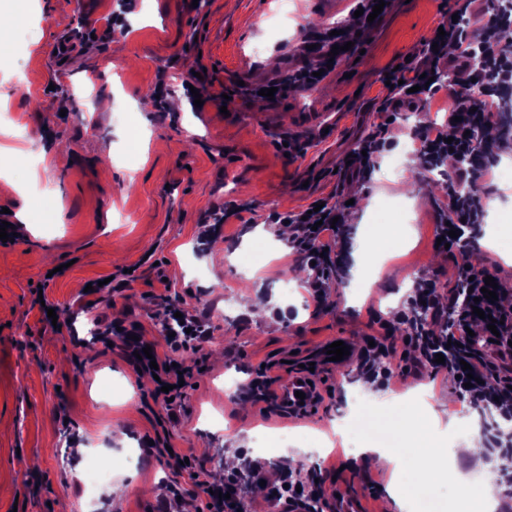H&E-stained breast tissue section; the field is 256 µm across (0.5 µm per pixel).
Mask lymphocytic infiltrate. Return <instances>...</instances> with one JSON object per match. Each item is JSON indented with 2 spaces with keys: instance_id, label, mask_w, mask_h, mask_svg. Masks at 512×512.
I'll return each mask as SVG.
<instances>
[{
  "instance_id": "f902f5d3",
  "label": "lymphocytic infiltrate",
  "mask_w": 512,
  "mask_h": 512,
  "mask_svg": "<svg viewBox=\"0 0 512 512\" xmlns=\"http://www.w3.org/2000/svg\"><path fill=\"white\" fill-rule=\"evenodd\" d=\"M504 18L481 25L477 33L467 35L461 22L444 21V39L437 47H424L417 63L400 65L391 70L393 97L388 111L376 131L362 140L361 156L353 169L355 176L368 179L379 168L391 140L389 130L396 122V113L403 105H412L433 98L441 89L436 76L440 62H447L449 70L458 74L464 87L462 93L448 108L443 124L417 127L412 133L416 152L426 168H435L448 161L465 159L454 180L445 184L438 203L436 236H447L456 230V238L449 241L451 251L468 255L480 226L483 213L476 198L458 194L456 184L465 181L481 186L491 177L503 143L493 138L495 118L502 99L512 95V51L498 41V29ZM456 54H449V47ZM346 205L340 201L326 202L321 210L308 216L275 213L269 216L272 224L289 223L293 233L289 246L312 274L307 279V290L316 305L327 301V290L333 279L342 274L348 254V238L342 219ZM489 271L473 266L459 271V284L471 289L472 298L458 302L454 295L443 293L436 280L427 279L413 289L394 322L384 324V333L375 337L373 344H360L356 353V370L365 382L378 387L389 386L396 373L385 366V358L404 352L407 366L426 370L431 374L453 376L454 390L460 399L471 404L494 405L500 417L512 421V307L503 301L483 298L482 290ZM158 315L172 326L174 334L166 338L168 354L156 360L135 359L134 370L144 375L157 372L161 387L170 385L174 405H181L186 396L179 387L180 379H191V368L173 367L172 354L179 348L195 342L203 343L211 334L209 324L197 315L184 312L177 298L162 296ZM499 320L498 330L488 328L489 319ZM400 332L405 345L396 347L391 340L393 332ZM455 349H448V342ZM453 353V361L436 362L439 353ZM471 366L477 382L465 387L461 378L464 366ZM160 389L153 398H162ZM168 464L176 474H190L196 494L206 496L210 512H238L244 502L243 487L237 472L225 475L219 495H212L209 479L196 475L195 466L185 463L180 452L168 457ZM320 469L281 471L273 489L276 501L282 502L286 512H309L313 502L322 500L325 490L319 481Z\"/></svg>"
}]
</instances>
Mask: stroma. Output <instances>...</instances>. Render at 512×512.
I'll return each instance as SVG.
<instances>
[{
  "instance_id": "1",
  "label": "stroma",
  "mask_w": 512,
  "mask_h": 512,
  "mask_svg": "<svg viewBox=\"0 0 512 512\" xmlns=\"http://www.w3.org/2000/svg\"><path fill=\"white\" fill-rule=\"evenodd\" d=\"M55 2L0 0V13L18 17L0 29V127L18 148L6 158L12 173L0 179V208L28 217L14 223V241L0 242V512H59L64 500L85 503V512H182L165 500L175 475L164 446L192 449L198 469L211 473L223 470L225 451L253 448L259 432L273 443L289 438L267 474L320 466L327 491L357 497L359 512H379L405 469L348 453L353 442L378 445L376 436L335 430L350 418L351 388L362 389L374 415L419 413L410 392L427 389L438 420L412 440L444 448L456 402L449 379L411 371L380 390L318 366L310 378L321 399L294 419L276 401H229L224 378L248 379L263 364L288 382L324 343L378 333L420 280L455 287V257L432 245L438 186L455 167L413 166L408 136L422 120L443 122L445 93L398 114L389 157L403 178L379 171L358 184L337 171L380 121L384 71L419 53L448 0H393L314 91L249 103L243 87L282 80L310 59L325 28L352 26V0H297L286 20L278 0H203L193 12L188 0H69L63 12ZM111 14L123 30L107 39ZM67 42L75 51L63 52ZM150 90L157 98L142 107ZM177 90L186 99L199 91L202 106L173 110ZM118 112L131 123L115 122ZM326 127L334 133L325 138ZM54 141L66 144L67 157L40 174L38 148ZM501 161L476 196L482 208L496 199L497 214L485 216L472 252L505 279L512 265L489 239L512 236V148ZM336 194L350 202L353 247L377 260L329 288L321 311L303 289L306 268L263 222L271 211L297 212ZM222 204L241 212L217 227L210 213ZM126 268L136 279L123 295L82 306L89 282ZM166 286L212 327L204 343L176 354L193 385L172 410L152 399V385L118 347L88 333L136 323L159 341L148 296ZM43 300L56 324L45 321ZM117 455L124 461L109 482L87 495V462ZM116 481L142 491L112 498Z\"/></svg>"
}]
</instances>
